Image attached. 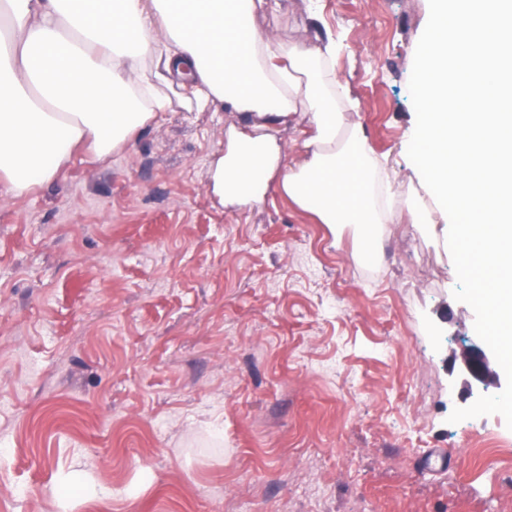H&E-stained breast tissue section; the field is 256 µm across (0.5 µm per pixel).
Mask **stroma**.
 Returning a JSON list of instances; mask_svg holds the SVG:
<instances>
[{"mask_svg":"<svg viewBox=\"0 0 512 512\" xmlns=\"http://www.w3.org/2000/svg\"><path fill=\"white\" fill-rule=\"evenodd\" d=\"M428 0H280L262 34L332 33L393 221L354 259L278 186L223 206L229 110L168 108L103 160L0 190V512H512V430L474 398L447 216L407 156ZM432 209L411 224L408 202Z\"/></svg>","mask_w":512,"mask_h":512,"instance_id":"obj_1","label":"stroma"}]
</instances>
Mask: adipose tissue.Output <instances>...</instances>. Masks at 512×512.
Wrapping results in <instances>:
<instances>
[{
    "instance_id": "1",
    "label": "adipose tissue",
    "mask_w": 512,
    "mask_h": 512,
    "mask_svg": "<svg viewBox=\"0 0 512 512\" xmlns=\"http://www.w3.org/2000/svg\"><path fill=\"white\" fill-rule=\"evenodd\" d=\"M278 0H0V187L22 196L51 180L83 141L98 156L165 111L156 85L188 80L199 107L236 123L210 163L220 203L251 209L271 181L320 223L363 228L374 254L376 160L333 79L336 43L308 50L262 36ZM151 58L150 72L139 71ZM305 120L304 160L281 165L279 132Z\"/></svg>"
}]
</instances>
